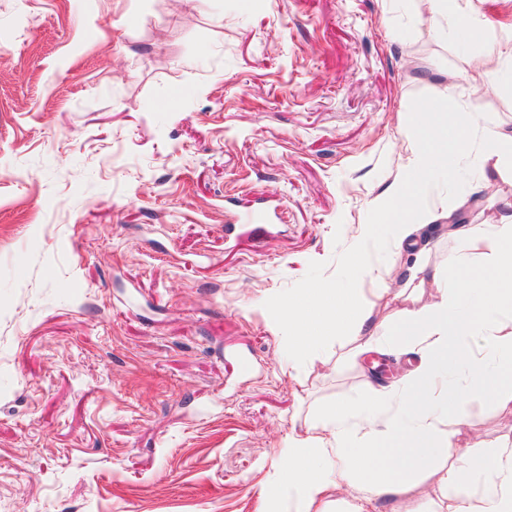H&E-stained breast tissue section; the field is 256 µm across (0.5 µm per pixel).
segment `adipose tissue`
Returning a JSON list of instances; mask_svg holds the SVG:
<instances>
[{
  "instance_id": "obj_1",
  "label": "adipose tissue",
  "mask_w": 512,
  "mask_h": 512,
  "mask_svg": "<svg viewBox=\"0 0 512 512\" xmlns=\"http://www.w3.org/2000/svg\"><path fill=\"white\" fill-rule=\"evenodd\" d=\"M445 100L446 110L418 117L407 175L378 203L383 227H368L347 267L350 279L370 280L383 297L387 271L370 263L373 245L385 236L417 258L419 231L448 221V237L463 249L449 254L447 278H433L435 300L378 322L355 292L326 281L306 291L315 306L296 298L282 305L295 327L288 337L293 370L314 361L325 337L343 334L352 336L354 355L407 349L417 362L360 405L336 402L321 426L289 438L286 472L260 489V512H318L343 485L356 492L349 512H374L378 501L412 492L422 476L434 479L435 512H512V444L457 449L461 427H478L458 411L466 398L512 412V214L496 224H454L468 198L430 196L434 174L448 161L475 163L481 174L512 164V132L451 123L449 113L460 108L456 89Z\"/></svg>"
}]
</instances>
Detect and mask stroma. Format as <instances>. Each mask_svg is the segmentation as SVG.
<instances>
[{"instance_id": "1", "label": "stroma", "mask_w": 512, "mask_h": 512, "mask_svg": "<svg viewBox=\"0 0 512 512\" xmlns=\"http://www.w3.org/2000/svg\"><path fill=\"white\" fill-rule=\"evenodd\" d=\"M471 16L465 44L424 0H0V512H257L288 435L415 363L335 336L297 382L273 304L346 266L445 88L512 129L479 80L512 0ZM471 193L512 214V168ZM370 259L379 320L412 261ZM463 411L461 447L512 440Z\"/></svg>"}]
</instances>
